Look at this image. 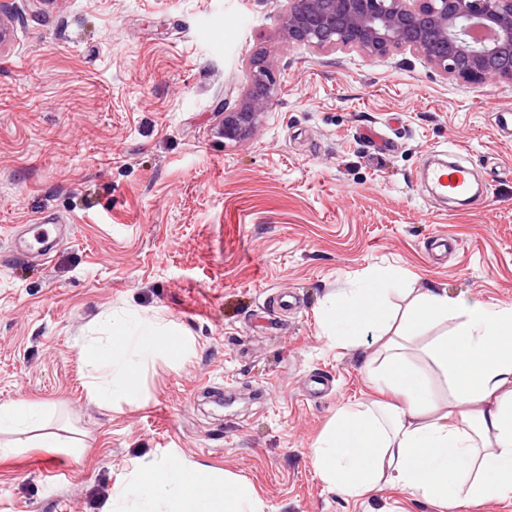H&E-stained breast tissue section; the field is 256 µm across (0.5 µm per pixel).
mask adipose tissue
<instances>
[{
    "label": "adipose tissue",
    "instance_id": "adipose-tissue-1",
    "mask_svg": "<svg viewBox=\"0 0 512 512\" xmlns=\"http://www.w3.org/2000/svg\"><path fill=\"white\" fill-rule=\"evenodd\" d=\"M397 279H369L343 302L327 300L322 322L339 345L361 337L385 340L382 369H369L374 383L396 401H366L340 408L311 450L313 464L328 487L360 498L389 482L416 496L459 512L489 500H512V307L468 302L440 291L413 297L398 339H388L394 315L388 296ZM450 323L427 349L449 389L440 406L428 376L403 353L416 332ZM104 346L89 347L94 374L92 396L139 392L134 356L170 347L172 330L148 324L131 331L116 320ZM120 498L157 497L172 512H262V503L245 483L217 479L175 458L161 460L119 493Z\"/></svg>",
    "mask_w": 512,
    "mask_h": 512
}]
</instances>
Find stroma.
<instances>
[{"label":"stroma","mask_w":512,"mask_h":512,"mask_svg":"<svg viewBox=\"0 0 512 512\" xmlns=\"http://www.w3.org/2000/svg\"><path fill=\"white\" fill-rule=\"evenodd\" d=\"M0 23V406L40 405L76 442L0 435V512H167L118 496L167 457L247 482L263 512H449L316 472L337 411L377 398L380 348L333 344L321 307L380 271L399 313L429 289L512 306V80L288 42L282 0H0ZM257 59L276 97L225 138ZM457 144L485 207L424 185ZM42 216L71 230L22 258L11 238ZM114 317L186 351L140 357L137 397L105 406L85 351Z\"/></svg>","instance_id":"stroma-1"}]
</instances>
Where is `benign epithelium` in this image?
<instances>
[{
	"label": "benign epithelium",
	"mask_w": 512,
	"mask_h": 512,
	"mask_svg": "<svg viewBox=\"0 0 512 512\" xmlns=\"http://www.w3.org/2000/svg\"><path fill=\"white\" fill-rule=\"evenodd\" d=\"M288 40L313 49L382 57L409 51L443 76L470 83L512 79V0H284ZM493 31L476 41L472 29ZM275 97L263 61L249 73L241 107L225 115L224 136L247 134Z\"/></svg>",
	"instance_id": "1"
}]
</instances>
